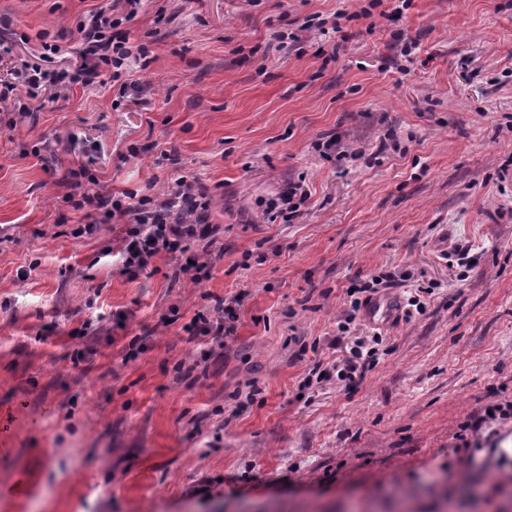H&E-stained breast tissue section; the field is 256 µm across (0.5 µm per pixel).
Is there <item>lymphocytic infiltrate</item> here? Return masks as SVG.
Returning a JSON list of instances; mask_svg holds the SVG:
<instances>
[{
    "mask_svg": "<svg viewBox=\"0 0 512 512\" xmlns=\"http://www.w3.org/2000/svg\"><path fill=\"white\" fill-rule=\"evenodd\" d=\"M141 0H110L108 5L89 11L78 23L81 35L80 67L66 71L44 68V60L59 51L56 44L41 41V63H32L13 56V48L0 36V60L10 59L7 78L0 79V112L8 113V127H15L19 118L29 114V102L40 94L58 95L74 85H94L101 70H109L119 81L120 93H127L129 83L123 76L130 61L149 67L151 60L144 45L132 44L118 32L123 21L134 17ZM71 191L65 197L74 211L83 215L79 234L93 235L98 225L122 219L126 225L119 254L122 273L135 278L157 255L173 261L175 279L200 282L211 275V264L202 254L192 252L191 242L210 236L212 228L200 216L207 205L196 177L174 173L168 180L164 199L136 196L130 191L115 192L101 185L96 176L85 171L70 174ZM239 297L216 299L208 313L196 314L186 330L191 337L231 336L237 329Z\"/></svg>",
    "mask_w": 512,
    "mask_h": 512,
    "instance_id": "lymphocytic-infiltrate-1",
    "label": "lymphocytic infiltrate"
}]
</instances>
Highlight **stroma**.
<instances>
[{
  "instance_id": "stroma-1",
  "label": "stroma",
  "mask_w": 512,
  "mask_h": 512,
  "mask_svg": "<svg viewBox=\"0 0 512 512\" xmlns=\"http://www.w3.org/2000/svg\"><path fill=\"white\" fill-rule=\"evenodd\" d=\"M105 2L0 0V15L15 56L46 32L68 70ZM367 3L168 0L161 16L143 0L124 26L154 57L129 67L138 95L104 74L0 126V512H512V423L456 440L512 402V0H412L399 17L384 0L340 32L297 30ZM164 150L218 227L198 284L161 258L122 275L108 250L124 225L74 237L64 200L79 170L162 198ZM301 177L299 216L268 220L263 202ZM456 247L466 265L442 259ZM384 270L393 292L434 287L425 310L338 331L348 288ZM235 294V336L189 340ZM376 333L374 365L344 384ZM508 409L502 407L500 403L490 404L484 409V413L473 422L467 423L465 431H471L476 434L486 423H501L512 418V403L510 402ZM492 412V415H489Z\"/></svg>"
}]
</instances>
